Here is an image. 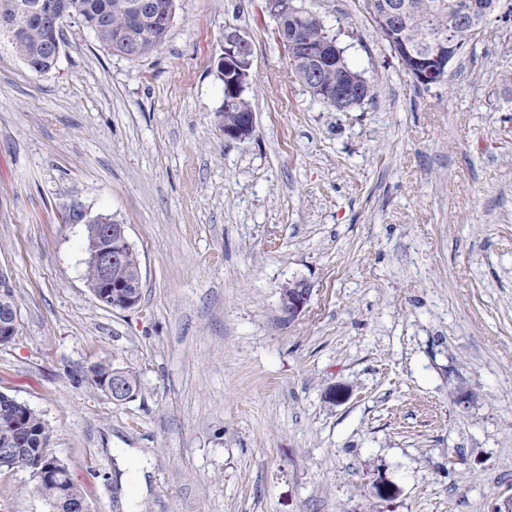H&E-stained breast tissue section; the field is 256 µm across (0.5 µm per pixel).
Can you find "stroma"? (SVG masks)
Here are the masks:
<instances>
[{
	"instance_id": "obj_1",
	"label": "stroma",
	"mask_w": 512,
	"mask_h": 512,
	"mask_svg": "<svg viewBox=\"0 0 512 512\" xmlns=\"http://www.w3.org/2000/svg\"><path fill=\"white\" fill-rule=\"evenodd\" d=\"M297 2L369 100L315 99L265 0H179L139 60L70 16L46 74L0 38V393L90 512H512V31L490 19L427 87L363 0ZM230 28L253 49L243 141L214 66ZM80 212L125 225L138 308L94 299ZM102 360L135 398L80 382ZM0 512L49 508L4 472ZM288 288L289 289L288 291ZM281 292L282 296L288 294L282 301V309L288 314V317L299 315L311 298V289L305 281H296L292 287L285 286Z\"/></svg>"
}]
</instances>
